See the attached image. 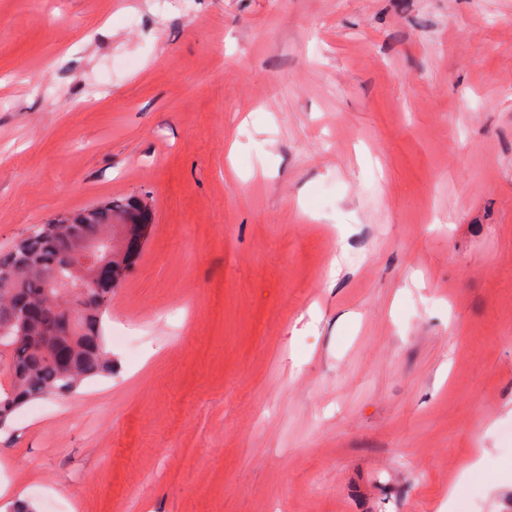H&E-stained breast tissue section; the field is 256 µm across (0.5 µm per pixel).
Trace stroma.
Here are the masks:
<instances>
[{
    "mask_svg": "<svg viewBox=\"0 0 512 512\" xmlns=\"http://www.w3.org/2000/svg\"><path fill=\"white\" fill-rule=\"evenodd\" d=\"M132 200L0 512H512V0H0V252Z\"/></svg>",
    "mask_w": 512,
    "mask_h": 512,
    "instance_id": "stroma-1",
    "label": "stroma"
}]
</instances>
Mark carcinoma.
Listing matches in <instances>:
<instances>
[{
	"label": "carcinoma",
	"instance_id": "carcinoma-1",
	"mask_svg": "<svg viewBox=\"0 0 512 512\" xmlns=\"http://www.w3.org/2000/svg\"><path fill=\"white\" fill-rule=\"evenodd\" d=\"M110 230L112 206L92 207L38 226L0 254V373L7 376V384L0 383V425L28 400L67 395L77 383L112 372L103 320L122 270L93 278L71 260L77 238L92 236L110 244ZM61 278L75 287L85 285L89 296L82 334L71 344L57 332L72 297L49 287Z\"/></svg>",
	"mask_w": 512,
	"mask_h": 512
}]
</instances>
